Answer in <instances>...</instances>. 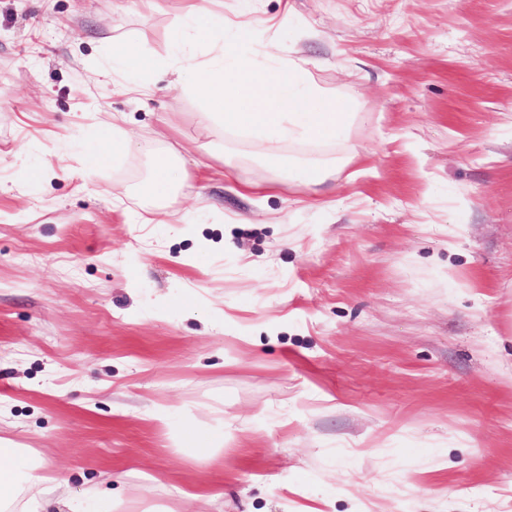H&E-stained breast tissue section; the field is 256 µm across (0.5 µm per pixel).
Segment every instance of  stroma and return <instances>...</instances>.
Wrapping results in <instances>:
<instances>
[{
  "mask_svg": "<svg viewBox=\"0 0 512 512\" xmlns=\"http://www.w3.org/2000/svg\"><path fill=\"white\" fill-rule=\"evenodd\" d=\"M186 5L0 0V440L66 480L11 512H512V0H215L346 113L317 185L201 124ZM112 61L121 69L128 72L130 79L126 88L130 91L145 94L149 85L140 77L143 63L138 56L124 47H115L112 51Z\"/></svg>",
  "mask_w": 512,
  "mask_h": 512,
  "instance_id": "35a3bbf8",
  "label": "stroma"
}]
</instances>
